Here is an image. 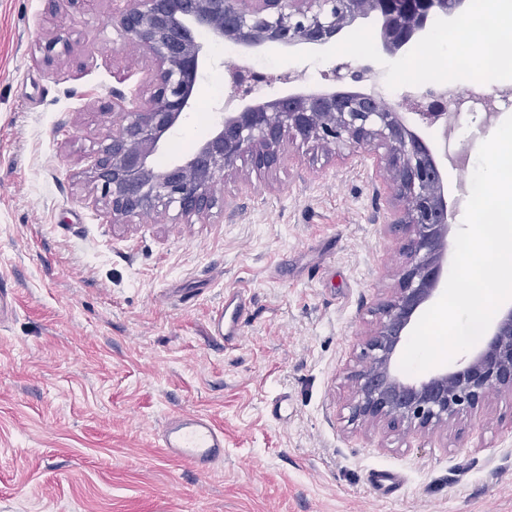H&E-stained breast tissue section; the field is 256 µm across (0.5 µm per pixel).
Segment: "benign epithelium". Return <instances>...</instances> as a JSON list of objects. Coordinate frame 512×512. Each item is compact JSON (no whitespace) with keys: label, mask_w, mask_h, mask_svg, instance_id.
Listing matches in <instances>:
<instances>
[{"label":"benign epithelium","mask_w":512,"mask_h":512,"mask_svg":"<svg viewBox=\"0 0 512 512\" xmlns=\"http://www.w3.org/2000/svg\"><path fill=\"white\" fill-rule=\"evenodd\" d=\"M464 0H122L112 28L153 64L152 91L138 105L112 89L119 129L106 135L83 172L92 204L111 224L141 212L166 216L174 207L186 223L217 203L216 178L239 160L257 169L280 161L288 139L327 147L346 141L357 149L383 148L386 181L399 203L394 224L407 233L408 267L392 295L378 303L365 334L366 362L351 375L350 420L383 423L395 432L446 430L463 413L482 408L492 392L512 396V306L502 310L483 348L451 371L418 382L396 370L415 317L442 280L448 250V204L429 146L405 124L399 109L357 91L296 93L226 112L217 132L183 162L159 167L158 144L190 107L203 46L196 32L248 47L325 44L357 18L384 20L381 38L392 51L423 28L429 13L453 15Z\"/></svg>","instance_id":"7a95c632"}]
</instances>
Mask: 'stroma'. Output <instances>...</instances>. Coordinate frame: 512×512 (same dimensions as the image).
<instances>
[{
  "label": "stroma",
  "instance_id": "obj_1",
  "mask_svg": "<svg viewBox=\"0 0 512 512\" xmlns=\"http://www.w3.org/2000/svg\"><path fill=\"white\" fill-rule=\"evenodd\" d=\"M112 0L55 14L0 0V512H512V397L434 434L350 423L352 371L376 304L398 288L406 236L375 153L284 141L279 164L238 161L209 213L108 223L81 174L112 129L113 88L150 92L152 64L118 41ZM438 15L398 51L371 15L324 45L239 47L298 72L266 93L370 92L429 67L463 85ZM69 42L46 52L55 28ZM194 103L161 139L163 167L216 130L229 59L203 38ZM126 79L117 82L116 71ZM452 230L471 175L437 150ZM244 289L237 345L210 335ZM283 399L281 419L271 404ZM197 410L224 427V463L168 457L156 432ZM396 474L372 487L373 470Z\"/></svg>",
  "mask_w": 512,
  "mask_h": 512
}]
</instances>
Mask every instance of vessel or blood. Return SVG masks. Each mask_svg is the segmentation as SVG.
Here are the masks:
<instances>
[{"instance_id":"obj_1","label":"vessel or blood","mask_w":512,"mask_h":512,"mask_svg":"<svg viewBox=\"0 0 512 512\" xmlns=\"http://www.w3.org/2000/svg\"><path fill=\"white\" fill-rule=\"evenodd\" d=\"M247 300L243 292L231 290L224 296V306L213 318L212 335L232 345L239 335ZM157 443L174 459L192 463L208 471L224 460V430L207 414L182 411L171 415L156 435Z\"/></svg>"}]
</instances>
